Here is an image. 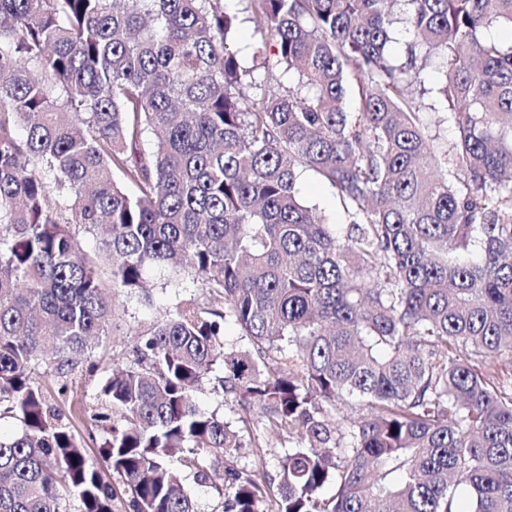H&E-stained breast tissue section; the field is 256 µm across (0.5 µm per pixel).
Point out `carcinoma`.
I'll list each match as a JSON object with an SVG mask.
<instances>
[{
  "label": "carcinoma",
  "instance_id": "1",
  "mask_svg": "<svg viewBox=\"0 0 512 512\" xmlns=\"http://www.w3.org/2000/svg\"><path fill=\"white\" fill-rule=\"evenodd\" d=\"M250 6L275 48L259 84L222 0H0V417L21 424L0 512H114L106 470L132 512H197L170 462L209 480L256 407L297 445L224 467L226 512H456L460 486L465 512H512V379L488 363L512 366V45L488 33L512 0ZM428 68L449 151L408 93ZM177 271L213 303L180 301L101 384L93 458L41 378L112 331L115 295ZM216 365L233 423L196 402ZM346 396L366 414L343 430ZM297 188L302 202L315 207L328 224H336V232L341 235L346 227V214L336 190L319 181L311 172L301 174Z\"/></svg>",
  "mask_w": 512,
  "mask_h": 512
}]
</instances>
